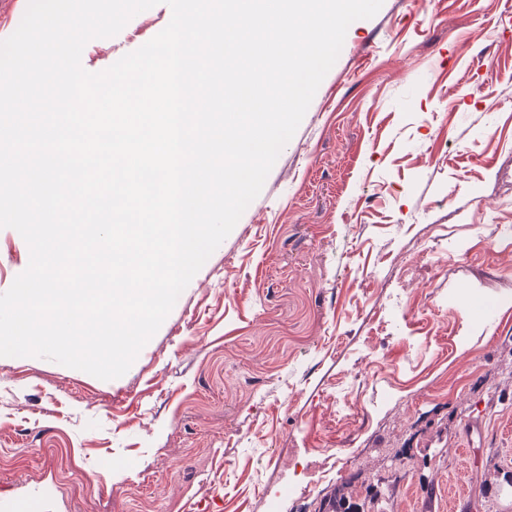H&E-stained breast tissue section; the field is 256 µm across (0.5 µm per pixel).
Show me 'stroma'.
Returning <instances> with one entry per match:
<instances>
[{
  "instance_id": "stroma-1",
  "label": "stroma",
  "mask_w": 512,
  "mask_h": 512,
  "mask_svg": "<svg viewBox=\"0 0 512 512\" xmlns=\"http://www.w3.org/2000/svg\"><path fill=\"white\" fill-rule=\"evenodd\" d=\"M168 12L89 41L83 68ZM28 263L0 228V293ZM511 477L512 0L351 23L123 376L0 357V512H512Z\"/></svg>"
}]
</instances>
